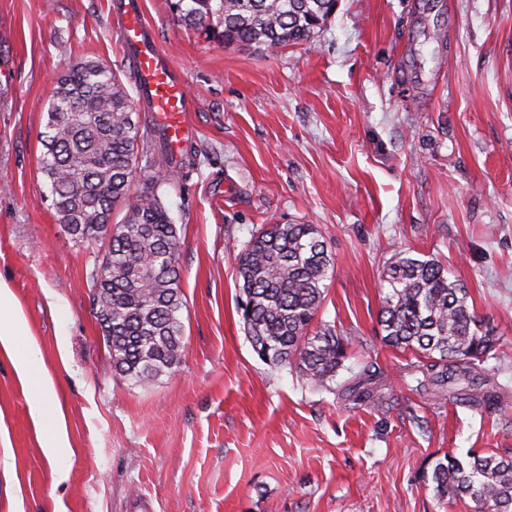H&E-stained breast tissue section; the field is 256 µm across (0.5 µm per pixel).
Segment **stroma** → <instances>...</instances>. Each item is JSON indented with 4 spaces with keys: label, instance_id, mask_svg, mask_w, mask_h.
Listing matches in <instances>:
<instances>
[{
    "label": "stroma",
    "instance_id": "stroma-1",
    "mask_svg": "<svg viewBox=\"0 0 512 512\" xmlns=\"http://www.w3.org/2000/svg\"><path fill=\"white\" fill-rule=\"evenodd\" d=\"M116 0H0V281L54 386L36 399L0 349V512H475L439 499L445 455L512 452V0H339L305 44L227 47L141 0L182 73L195 130L159 193L181 238L185 350L142 386L112 372L87 274L105 242L58 224L39 158L57 73L97 59L135 91ZM265 224H314L334 259L320 319L371 364L356 407L262 361L237 311ZM440 260L498 343L509 390L474 408L417 390L380 335L385 266ZM64 429L61 457L47 455Z\"/></svg>",
    "mask_w": 512,
    "mask_h": 512
}]
</instances>
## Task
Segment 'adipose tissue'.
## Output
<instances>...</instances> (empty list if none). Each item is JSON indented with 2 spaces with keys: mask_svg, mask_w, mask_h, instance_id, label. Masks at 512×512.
<instances>
[{
  "mask_svg": "<svg viewBox=\"0 0 512 512\" xmlns=\"http://www.w3.org/2000/svg\"><path fill=\"white\" fill-rule=\"evenodd\" d=\"M9 313V324H0V346L12 355L17 370L26 381L31 382L41 393L47 394L52 390V383L48 377L39 375L36 364L37 358L33 348L23 347L19 344L20 336L26 335L27 324L16 307L11 289L0 282V313Z\"/></svg>",
  "mask_w": 512,
  "mask_h": 512,
  "instance_id": "1",
  "label": "adipose tissue"
}]
</instances>
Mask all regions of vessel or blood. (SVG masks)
<instances>
[{
	"label": "vessel or blood",
	"mask_w": 512,
	"mask_h": 512,
	"mask_svg": "<svg viewBox=\"0 0 512 512\" xmlns=\"http://www.w3.org/2000/svg\"><path fill=\"white\" fill-rule=\"evenodd\" d=\"M113 20L114 34L133 61L139 98L153 114L170 161L180 164L192 133L183 77L154 40L140 0H126Z\"/></svg>",
	"instance_id": "1"
}]
</instances>
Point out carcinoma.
I'll return each instance as SVG.
<instances>
[{"mask_svg": "<svg viewBox=\"0 0 512 512\" xmlns=\"http://www.w3.org/2000/svg\"><path fill=\"white\" fill-rule=\"evenodd\" d=\"M335 0H177L179 20L204 28L226 46L277 49L308 43L334 13ZM39 169L58 223L76 242L111 227L108 248L87 278L112 371L147 385L171 371L184 350L180 237L157 187L174 172L154 143L119 74L81 59L57 78L47 110ZM165 164L164 178L138 195L140 159ZM123 214L119 222L114 216ZM334 261L314 224H267L239 257L241 314L259 357L293 366L323 387L347 359L345 339L317 321ZM379 311L382 341L411 352V371L439 394L469 404L504 398L478 368L497 337L469 305V292L433 257L401 251L384 270ZM354 404L381 403L377 372L366 365L342 385ZM437 496L471 500L477 512H512V452L447 455L436 464Z\"/></svg>", "mask_w": 512, "mask_h": 512, "instance_id": "cac0c4a2", "label": "carcinoma"}]
</instances>
